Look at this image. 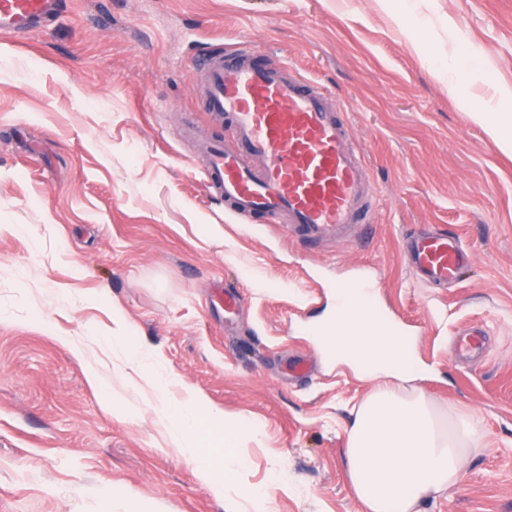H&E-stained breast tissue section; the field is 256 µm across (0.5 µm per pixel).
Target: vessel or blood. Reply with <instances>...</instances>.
I'll return each instance as SVG.
<instances>
[{
	"instance_id": "1",
	"label": "vessel or blood",
	"mask_w": 512,
	"mask_h": 512,
	"mask_svg": "<svg viewBox=\"0 0 512 512\" xmlns=\"http://www.w3.org/2000/svg\"><path fill=\"white\" fill-rule=\"evenodd\" d=\"M58 0H0V35L22 37L46 26ZM209 112L237 143L202 139L205 182L230 210L292 225L306 242L346 239L370 193L362 152L344 113L318 84L290 65L263 62L240 46L212 51L197 66ZM408 264L428 286L455 283L469 256L459 236L429 231L408 245Z\"/></svg>"
}]
</instances>
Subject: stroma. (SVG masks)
Listing matches in <instances>:
<instances>
[{
    "label": "stroma",
    "instance_id": "stroma-1",
    "mask_svg": "<svg viewBox=\"0 0 512 512\" xmlns=\"http://www.w3.org/2000/svg\"><path fill=\"white\" fill-rule=\"evenodd\" d=\"M242 42L346 113L373 190L351 241L305 244L205 187L188 129L228 134L191 72ZM477 109L512 113V0H61L0 37V512H362L343 448L372 384L309 332L341 281L376 289L431 400L482 420L465 480L422 512H512V153ZM412 225L461 237L454 285L411 274ZM474 326L488 351L459 361ZM135 348L167 389L129 380ZM189 392L249 427L220 493L154 410Z\"/></svg>",
    "mask_w": 512,
    "mask_h": 512
}]
</instances>
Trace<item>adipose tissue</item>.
Wrapping results in <instances>:
<instances>
[{"mask_svg": "<svg viewBox=\"0 0 512 512\" xmlns=\"http://www.w3.org/2000/svg\"><path fill=\"white\" fill-rule=\"evenodd\" d=\"M318 328L328 357L373 384L353 412L345 448L348 480L363 512H421L423 504L457 487L481 421L437 406L415 387V346L380 322L373 289L337 285L335 306ZM199 408L191 396L164 416L171 441L213 484L216 467L193 446Z\"/></svg>", "mask_w": 512, "mask_h": 512, "instance_id": "adipose-tissue-1", "label": "adipose tissue"}]
</instances>
